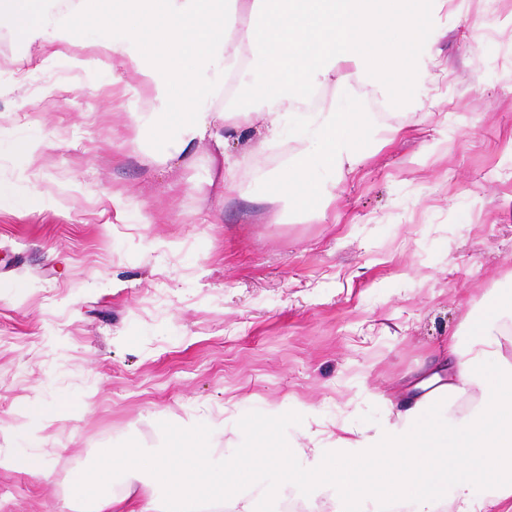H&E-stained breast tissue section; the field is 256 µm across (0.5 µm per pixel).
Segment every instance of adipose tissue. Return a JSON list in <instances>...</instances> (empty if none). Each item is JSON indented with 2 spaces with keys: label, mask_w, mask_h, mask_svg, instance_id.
<instances>
[{
  "label": "adipose tissue",
  "mask_w": 512,
  "mask_h": 512,
  "mask_svg": "<svg viewBox=\"0 0 512 512\" xmlns=\"http://www.w3.org/2000/svg\"><path fill=\"white\" fill-rule=\"evenodd\" d=\"M439 2L0 0V24L22 31L27 51L43 61L64 56L76 70L136 74L154 100L137 129L163 145L151 163H186L209 142L216 199L233 189L243 162L228 144L249 133L253 117L263 121L264 142L296 135L299 147L268 191L305 210L329 195L338 172L358 164L376 123L352 101L326 98L310 112L303 104L325 84L358 81L385 86L392 107H413ZM510 333L512 298L491 291L449 336L447 350L407 382L383 431L337 423L324 438L291 446L265 420L248 427L247 447L218 459L204 431L174 425L163 448L98 449L96 465L77 473L71 498L91 503L92 512H123L137 485H162L163 509L148 502L139 512H202L215 498L229 512H256L253 491L272 461L282 482L328 485L353 498L379 491L413 512H480L479 487L491 490L494 504L512 503V361L501 356ZM467 391L480 397L457 412ZM117 475L121 493L112 488Z\"/></svg>",
  "instance_id": "adipose-tissue-1"
}]
</instances>
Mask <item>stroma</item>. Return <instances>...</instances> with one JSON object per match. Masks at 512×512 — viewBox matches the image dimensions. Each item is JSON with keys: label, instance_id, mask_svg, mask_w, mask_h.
Returning <instances> with one entry per match:
<instances>
[{"label": "stroma", "instance_id": "stroma-1", "mask_svg": "<svg viewBox=\"0 0 512 512\" xmlns=\"http://www.w3.org/2000/svg\"><path fill=\"white\" fill-rule=\"evenodd\" d=\"M435 32L422 109L353 84L379 141L297 211L267 192L295 141L251 132L216 203L208 145L146 165L130 76L113 91L0 29V449L51 467L0 469V512H80L70 481L97 449L154 448L173 424H223L218 457L253 421L288 442L382 429L400 383L512 287V0H443ZM293 488L312 512H366Z\"/></svg>", "mask_w": 512, "mask_h": 512}]
</instances>
